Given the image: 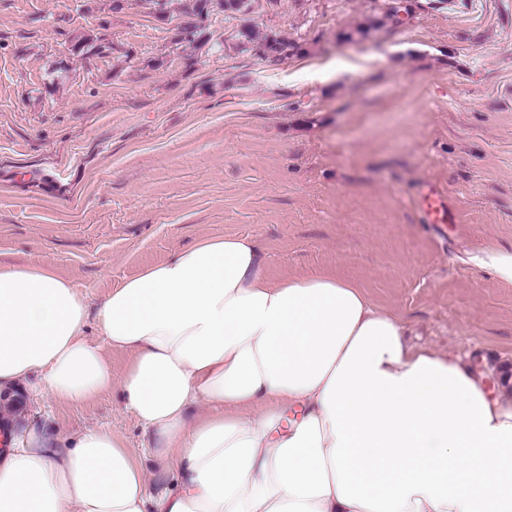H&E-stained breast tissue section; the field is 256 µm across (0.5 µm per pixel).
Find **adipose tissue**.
Masks as SVG:
<instances>
[{"label":"adipose tissue","instance_id":"adipose-tissue-1","mask_svg":"<svg viewBox=\"0 0 512 512\" xmlns=\"http://www.w3.org/2000/svg\"><path fill=\"white\" fill-rule=\"evenodd\" d=\"M405 331L350 281L271 282L241 237L203 238L93 307L51 267L0 263V393L33 374L71 405L120 386L169 478L154 490L120 434L62 446L20 428L0 512H512V392ZM109 348L132 356L117 379Z\"/></svg>","mask_w":512,"mask_h":512}]
</instances>
